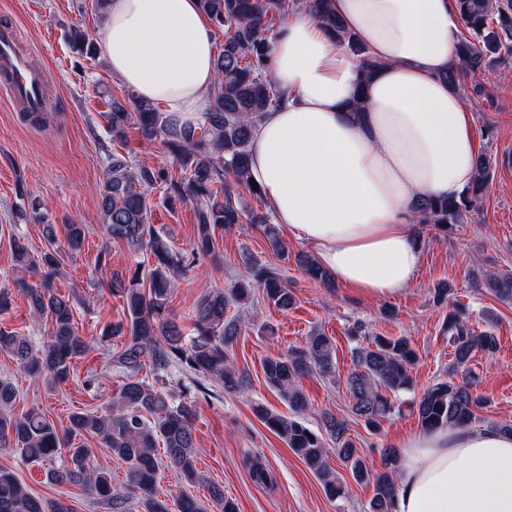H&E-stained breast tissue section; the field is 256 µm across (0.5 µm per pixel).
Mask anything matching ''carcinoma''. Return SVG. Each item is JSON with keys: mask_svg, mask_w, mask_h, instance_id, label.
<instances>
[{"mask_svg": "<svg viewBox=\"0 0 512 512\" xmlns=\"http://www.w3.org/2000/svg\"><path fill=\"white\" fill-rule=\"evenodd\" d=\"M200 2L213 28L224 33V46L215 59L212 108L205 113L203 124L178 128L162 120L155 104L135 97L131 98L132 107L114 101L111 111L105 113L112 140H124L126 128L134 119L145 137L161 138L181 170L175 179L163 170L133 165L124 152L109 156L100 193L105 242L96 256L95 270L106 277L105 286L124 304L125 320L104 329L106 337L125 339L121 349L110 354L113 366L126 375V382L112 397V412H76L60 432L34 410L14 414L16 388L12 382L0 380V444L13 445L31 462L43 461L66 448L67 464L51 471L50 480L77 487L115 512H171L155 494L163 467L174 470L187 485L200 479L199 448L193 435L194 405L176 403L170 390L139 378L145 362H150L158 374L177 366L198 384L210 380L226 391H241L248 387L247 375L228 362L224 351L238 336L240 322L225 318V309L233 301L248 300L256 288L262 289L268 302L283 310L294 303L278 268L252 264L229 293L215 291L197 302L191 337H185L179 322L167 313L169 293L177 278L187 273L189 256L214 253V236L219 228L230 229L245 221L255 224L274 252L282 257L286 254L269 213L248 214L239 205L243 189L264 201L248 179L249 147L257 123L282 100L269 77L271 40L277 25L292 12L305 9L339 45L357 53L363 65L362 80H369L380 66L355 45L330 0ZM456 6L467 36L456 42L458 66L449 69L443 78L459 90L468 78L512 56V0H456ZM490 168V158L478 155L475 178L461 196L421 203L416 222L442 231L462 223L484 196ZM157 181L166 184L168 199L193 205L196 237L189 256L177 251L150 224L146 192ZM114 241L149 250L153 267L145 273L137 268L130 276L110 269ZM11 246L14 284L28 298L33 314L50 318L51 328L36 349L26 337L0 325V353L54 388L69 380L73 361L89 346L76 330L72 299L54 292V279L61 266L59 252L48 249L35 260L25 239L17 235ZM296 263L312 280L331 285L327 271L309 256H297ZM29 274L40 275L39 287L28 283ZM483 285L499 301L512 303V273L489 275L483 278ZM446 331L453 349L448 378L428 386L408 402L409 411L425 430L468 427L479 420L476 410L484 401L476 393L467 364L475 350L492 354L498 348L496 336L475 333L458 306L448 313ZM417 360L418 353L406 336H376L367 346L354 349L347 385L352 412L367 429H380L401 410L400 393L413 387L412 369ZM262 369L266 384L288 404L293 416L279 415L260 405L254 412L318 479L326 497L336 500L345 495V486L328 462L333 453L355 482L373 484L368 512H393L399 450L390 446L382 449V469L372 470L348 435L344 419L328 410L321 412L319 432L306 422L308 404L300 382L314 374L335 379L336 343L332 337L314 332L307 337L305 347L264 359ZM91 437L125 464L122 484L113 486L110 472L90 464ZM328 440L335 448H327ZM0 512H74V508L64 501L32 494L12 470L0 466Z\"/></svg>", "mask_w": 512, "mask_h": 512, "instance_id": "carcinoma-1", "label": "carcinoma"}]
</instances>
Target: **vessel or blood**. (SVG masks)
<instances>
[{"label": "vessel or blood", "mask_w": 512, "mask_h": 512, "mask_svg": "<svg viewBox=\"0 0 512 512\" xmlns=\"http://www.w3.org/2000/svg\"><path fill=\"white\" fill-rule=\"evenodd\" d=\"M18 44L15 29H0V93L14 108L37 112L44 107L43 72L19 51Z\"/></svg>", "instance_id": "obj_1"}]
</instances>
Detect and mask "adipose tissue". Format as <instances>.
<instances>
[{
  "instance_id": "obj_1",
  "label": "adipose tissue",
  "mask_w": 512,
  "mask_h": 512,
  "mask_svg": "<svg viewBox=\"0 0 512 512\" xmlns=\"http://www.w3.org/2000/svg\"><path fill=\"white\" fill-rule=\"evenodd\" d=\"M380 67L360 62L312 16L272 40L283 95L250 143L249 176L289 237L357 294L405 292L422 263L415 206L455 199L475 175L471 111L442 73L456 62L455 0H332ZM98 40L113 75L166 120L210 111L214 30L198 0H110ZM394 512H512V435L442 428L400 443Z\"/></svg>"
}]
</instances>
